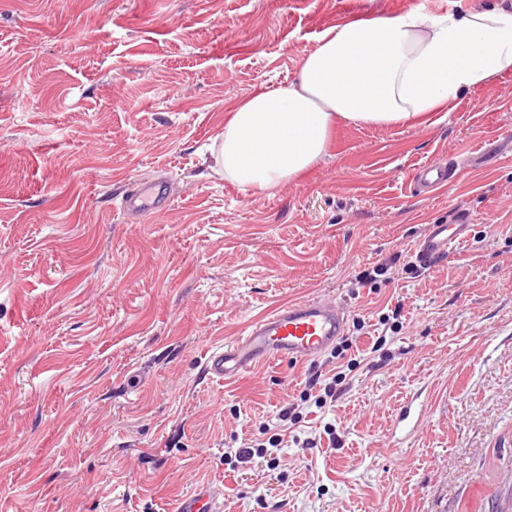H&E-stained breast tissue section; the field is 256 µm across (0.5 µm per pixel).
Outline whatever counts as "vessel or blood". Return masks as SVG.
I'll use <instances>...</instances> for the list:
<instances>
[{
    "mask_svg": "<svg viewBox=\"0 0 512 512\" xmlns=\"http://www.w3.org/2000/svg\"><path fill=\"white\" fill-rule=\"evenodd\" d=\"M454 174L447 164L431 161L416 170L415 180L421 189L435 190ZM168 203L164 184L145 188L134 183L122 198L121 209L156 212L165 209ZM469 230L470 220L463 212L455 223L432 225L420 244V252L427 259L448 256ZM346 322V311L331 301L306 300L282 305L250 323L241 336L213 349L205 361V372L213 380L231 382L275 358L314 360L343 335ZM174 512H220L217 493L207 485L196 487L176 501Z\"/></svg>",
    "mask_w": 512,
    "mask_h": 512,
    "instance_id": "vessel-or-blood-1",
    "label": "vessel or blood"
}]
</instances>
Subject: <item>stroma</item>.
Segmentation results:
<instances>
[{"label":"stroma","mask_w":512,"mask_h":512,"mask_svg":"<svg viewBox=\"0 0 512 512\" xmlns=\"http://www.w3.org/2000/svg\"><path fill=\"white\" fill-rule=\"evenodd\" d=\"M475 4L512 0H0V512H172L202 483L221 512L512 507V72L432 125L338 124L271 197L210 154L324 30ZM429 161L461 174L420 195ZM161 178L166 211L123 213ZM459 208L467 239L424 264ZM316 299L348 312L318 359L208 378L212 347ZM268 431L276 465L225 464Z\"/></svg>","instance_id":"stroma-1"}]
</instances>
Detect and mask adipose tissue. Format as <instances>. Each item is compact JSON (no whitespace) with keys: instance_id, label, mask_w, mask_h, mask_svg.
I'll return each mask as SVG.
<instances>
[{"instance_id":"1","label":"adipose tissue","mask_w":512,"mask_h":512,"mask_svg":"<svg viewBox=\"0 0 512 512\" xmlns=\"http://www.w3.org/2000/svg\"><path fill=\"white\" fill-rule=\"evenodd\" d=\"M511 70L510 8L353 20L322 33L294 83L230 112L215 163L239 188L271 195L325 157L337 121L425 126Z\"/></svg>"}]
</instances>
